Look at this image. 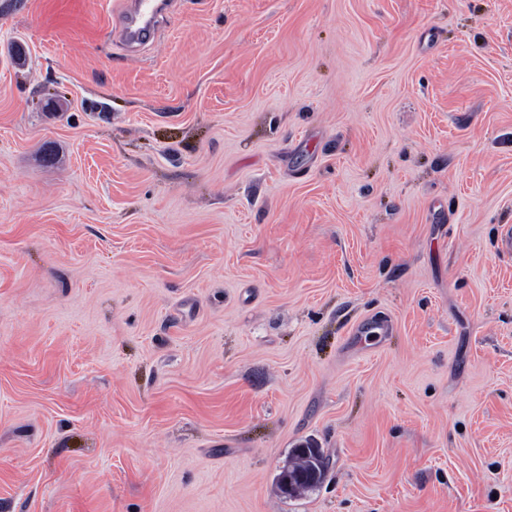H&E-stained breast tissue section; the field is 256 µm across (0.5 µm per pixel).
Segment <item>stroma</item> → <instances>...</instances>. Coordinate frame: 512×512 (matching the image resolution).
<instances>
[{
    "label": "stroma",
    "instance_id": "stroma-1",
    "mask_svg": "<svg viewBox=\"0 0 512 512\" xmlns=\"http://www.w3.org/2000/svg\"><path fill=\"white\" fill-rule=\"evenodd\" d=\"M123 7L0 0V512H512V0ZM123 10L122 35L127 45L138 47L155 38L158 19L166 10L161 0H128Z\"/></svg>",
    "mask_w": 512,
    "mask_h": 512
}]
</instances>
